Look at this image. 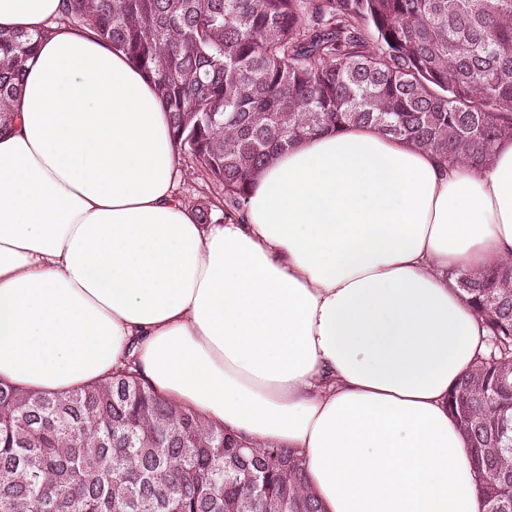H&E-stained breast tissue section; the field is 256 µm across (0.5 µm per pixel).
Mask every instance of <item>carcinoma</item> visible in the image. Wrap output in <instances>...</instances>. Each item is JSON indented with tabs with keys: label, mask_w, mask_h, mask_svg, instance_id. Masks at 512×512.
Instances as JSON below:
<instances>
[{
	"label": "carcinoma",
	"mask_w": 512,
	"mask_h": 512,
	"mask_svg": "<svg viewBox=\"0 0 512 512\" xmlns=\"http://www.w3.org/2000/svg\"><path fill=\"white\" fill-rule=\"evenodd\" d=\"M155 84L178 159L245 202L257 173L323 131L372 125L475 168L512 141V0H61ZM42 36L0 29V126ZM457 283L489 348L448 393L512 512V262ZM306 461L242 444L127 366L65 394L0 382V512H321Z\"/></svg>",
	"instance_id": "1"
}]
</instances>
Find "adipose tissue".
Masks as SVG:
<instances>
[{
	"instance_id": "1",
	"label": "adipose tissue",
	"mask_w": 512,
	"mask_h": 512,
	"mask_svg": "<svg viewBox=\"0 0 512 512\" xmlns=\"http://www.w3.org/2000/svg\"><path fill=\"white\" fill-rule=\"evenodd\" d=\"M61 0H0L44 32L0 134V380L66 393L128 358L161 396L297 451L323 512H483L448 410L487 332L452 270L512 260V142L482 170L369 126L255 179L198 223L154 85Z\"/></svg>"
}]
</instances>
